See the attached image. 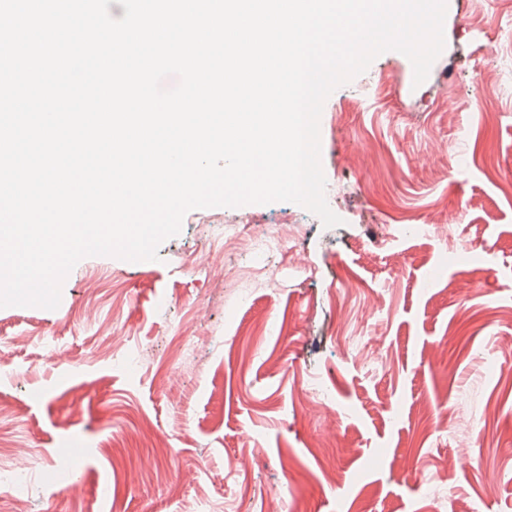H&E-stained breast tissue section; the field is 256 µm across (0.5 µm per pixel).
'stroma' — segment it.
Listing matches in <instances>:
<instances>
[{
    "label": "stroma",
    "mask_w": 512,
    "mask_h": 512,
    "mask_svg": "<svg viewBox=\"0 0 512 512\" xmlns=\"http://www.w3.org/2000/svg\"><path fill=\"white\" fill-rule=\"evenodd\" d=\"M507 9L448 0L424 83L387 51L328 97L342 225L195 209L157 260L87 257L57 309L0 308V512L27 453L29 512H512ZM240 224L303 231L258 263ZM71 439L74 493L48 479Z\"/></svg>",
    "instance_id": "35a3bbf8"
}]
</instances>
